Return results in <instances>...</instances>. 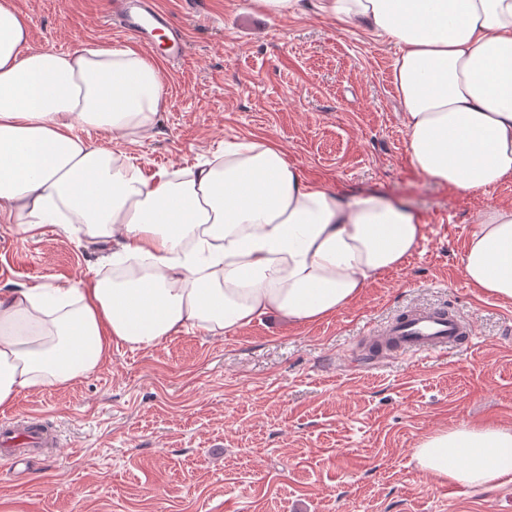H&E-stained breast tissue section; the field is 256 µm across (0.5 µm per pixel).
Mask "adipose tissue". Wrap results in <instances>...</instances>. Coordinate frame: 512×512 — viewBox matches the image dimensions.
<instances>
[{
  "mask_svg": "<svg viewBox=\"0 0 512 512\" xmlns=\"http://www.w3.org/2000/svg\"><path fill=\"white\" fill-rule=\"evenodd\" d=\"M398 45L392 72L412 164L464 193L512 180V0H255ZM160 65L131 49L34 46L0 0V221L27 232L82 224L103 261H148L46 289H0V413L22 391L64 387L112 349H150L191 328L221 336L267 314L317 323L399 266L424 237L418 213L380 193L306 181L277 146L241 140L186 179L147 173L86 141L159 121ZM481 293L512 302V206L484 210L462 259ZM441 482L512 480V427L462 424L414 450Z\"/></svg>",
  "mask_w": 512,
  "mask_h": 512,
  "instance_id": "1",
  "label": "adipose tissue"
}]
</instances>
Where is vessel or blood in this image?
Returning a JSON list of instances; mask_svg holds the SVG:
<instances>
[{
  "label": "vessel or blood",
  "instance_id": "b4317fda",
  "mask_svg": "<svg viewBox=\"0 0 512 512\" xmlns=\"http://www.w3.org/2000/svg\"><path fill=\"white\" fill-rule=\"evenodd\" d=\"M107 20L124 34L138 41H149L161 35L166 39V54L182 57L186 45L180 27L150 0H110ZM379 352L366 358L369 366L381 364L397 352L435 353L463 346L472 341L470 320L448 312L446 308H417L390 321L382 329L373 331ZM59 441L57 432L41 425L35 416L17 423L0 424V445L11 448L26 446L31 449L53 448Z\"/></svg>",
  "mask_w": 512,
  "mask_h": 512
}]
</instances>
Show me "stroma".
Masks as SVG:
<instances>
[{
    "label": "stroma",
    "instance_id": "1",
    "mask_svg": "<svg viewBox=\"0 0 512 512\" xmlns=\"http://www.w3.org/2000/svg\"><path fill=\"white\" fill-rule=\"evenodd\" d=\"M33 43L57 52L133 47L104 24L107 0H12ZM187 55L163 63L160 122L107 145L143 170L189 172L256 138L337 193L376 191L420 214L425 237L333 316L271 314L223 336L191 329L109 361L65 388L24 391L6 418L44 417L57 448L0 454V512H512V481L449 493L413 451L459 424L512 427V302L461 273L486 207L512 181L463 194L410 162L392 83L398 48L328 17H275L253 0H156ZM67 224L0 223V288L50 287L98 270ZM471 319L474 344L372 369L349 364L368 331L419 306Z\"/></svg>",
    "mask_w": 512,
    "mask_h": 512
}]
</instances>
